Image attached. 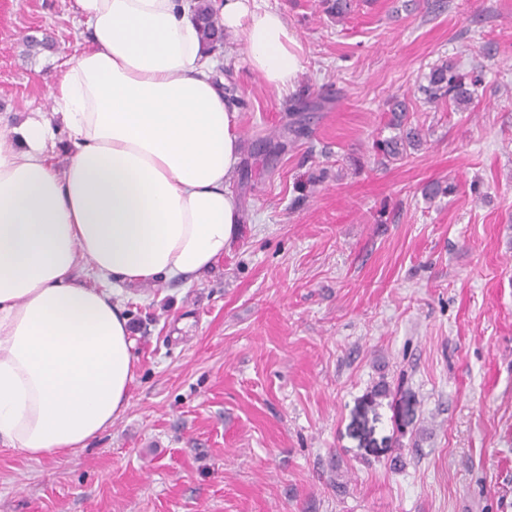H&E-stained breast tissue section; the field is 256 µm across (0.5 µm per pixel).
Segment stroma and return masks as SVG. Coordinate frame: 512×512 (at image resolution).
Returning <instances> with one entry per match:
<instances>
[{
  "label": "stroma",
  "mask_w": 512,
  "mask_h": 512,
  "mask_svg": "<svg viewBox=\"0 0 512 512\" xmlns=\"http://www.w3.org/2000/svg\"><path fill=\"white\" fill-rule=\"evenodd\" d=\"M265 4L301 45L292 88L233 37L215 53L237 238L121 295L126 411L63 456L0 445V512H512V0ZM87 47L71 0H0V125L50 111ZM444 59L482 72L472 104L419 102ZM396 98L424 142L384 163Z\"/></svg>",
  "instance_id": "1"
}]
</instances>
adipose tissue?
I'll use <instances>...</instances> for the list:
<instances>
[{
    "label": "adipose tissue",
    "mask_w": 512,
    "mask_h": 512,
    "mask_svg": "<svg viewBox=\"0 0 512 512\" xmlns=\"http://www.w3.org/2000/svg\"><path fill=\"white\" fill-rule=\"evenodd\" d=\"M213 5L265 84L292 87L283 14ZM73 17L90 47L52 111L0 132V445L31 458L87 447L127 408L133 341L113 294L200 278L241 222L238 114L189 0H74Z\"/></svg>",
    "instance_id": "ef3b65f1"
}]
</instances>
